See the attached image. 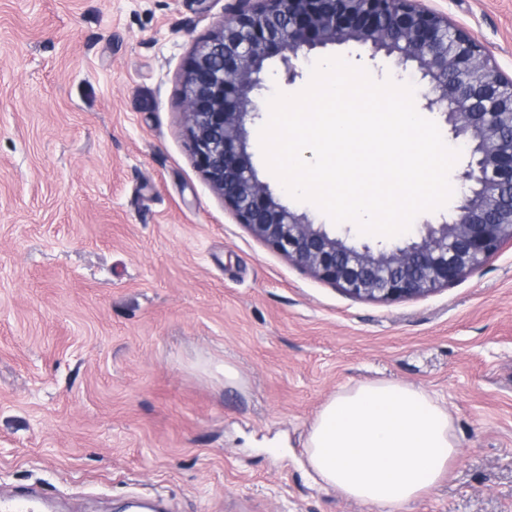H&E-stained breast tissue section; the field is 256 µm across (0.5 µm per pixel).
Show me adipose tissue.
<instances>
[{
    "mask_svg": "<svg viewBox=\"0 0 512 512\" xmlns=\"http://www.w3.org/2000/svg\"><path fill=\"white\" fill-rule=\"evenodd\" d=\"M309 468L343 497L400 512L460 453L447 407L421 387L360 383L330 398L305 440Z\"/></svg>",
    "mask_w": 512,
    "mask_h": 512,
    "instance_id": "ef3b65f1",
    "label": "adipose tissue"
}]
</instances>
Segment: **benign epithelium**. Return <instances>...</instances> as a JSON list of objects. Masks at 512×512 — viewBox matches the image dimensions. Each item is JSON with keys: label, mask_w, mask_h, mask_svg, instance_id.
Segmentation results:
<instances>
[{"label": "benign epithelium", "mask_w": 512, "mask_h": 512, "mask_svg": "<svg viewBox=\"0 0 512 512\" xmlns=\"http://www.w3.org/2000/svg\"><path fill=\"white\" fill-rule=\"evenodd\" d=\"M354 43L419 73L420 108L437 112L465 153L453 211L425 221L418 238L359 244L283 204L248 153V125L262 112L267 62L286 80L297 61ZM190 151L211 188L252 235L357 300L390 302L448 288L512 249V78L486 50L423 0H234L200 42L183 76Z\"/></svg>", "instance_id": "benign-epithelium-1"}]
</instances>
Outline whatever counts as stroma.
<instances>
[{
    "label": "stroma",
    "instance_id": "stroma-1",
    "mask_svg": "<svg viewBox=\"0 0 512 512\" xmlns=\"http://www.w3.org/2000/svg\"><path fill=\"white\" fill-rule=\"evenodd\" d=\"M231 0H0V491L79 512H373L303 441L341 388L440 397L461 452L402 512H512V250L418 299L356 300L239 224L196 166L182 78ZM512 77V0H425ZM368 67L354 44L313 62ZM259 124L248 151L269 171ZM238 375L224 382L225 366Z\"/></svg>",
    "mask_w": 512,
    "mask_h": 512
}]
</instances>
